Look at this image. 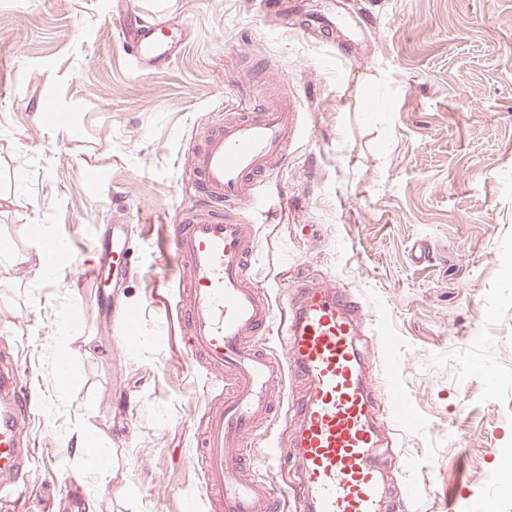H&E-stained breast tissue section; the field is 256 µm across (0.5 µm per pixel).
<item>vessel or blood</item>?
<instances>
[{
    "mask_svg": "<svg viewBox=\"0 0 512 512\" xmlns=\"http://www.w3.org/2000/svg\"><path fill=\"white\" fill-rule=\"evenodd\" d=\"M271 14L295 11L299 33L315 26L334 33L335 15L307 9L304 0H265ZM123 36L133 66L152 71L183 47L180 21L127 24ZM300 136L293 99L259 100L210 116V130L192 144L183 187L199 199L170 225L165 264L182 291L185 338L191 361L203 362L217 383L232 390L209 410L197 495L184 512H283L287 497L270 474L252 476L243 450L261 429L285 426L276 457L295 453L304 512H398L416 487L401 494L386 485L377 451L392 447L391 432L420 425L395 378L375 386L361 338L373 336L382 352L393 339L369 324L357 295L324 279L300 285L286 302L273 299L250 277L258 252L252 224L270 212L268 197L288 151ZM134 232L115 219L111 236L95 240L112 256V283L136 274ZM282 337L271 354L265 337ZM31 403L21 395L9 355L0 356V512H10L29 479L26 432Z\"/></svg>",
    "mask_w": 512,
    "mask_h": 512,
    "instance_id": "vessel-or-blood-1",
    "label": "vessel or blood"
}]
</instances>
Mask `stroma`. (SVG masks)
Here are the masks:
<instances>
[{
    "label": "stroma",
    "instance_id": "obj_1",
    "mask_svg": "<svg viewBox=\"0 0 512 512\" xmlns=\"http://www.w3.org/2000/svg\"><path fill=\"white\" fill-rule=\"evenodd\" d=\"M191 33L180 56L133 70L106 0H0V350L33 392L31 483L12 512H181L191 458L220 390L186 354L179 288L160 263L190 143L211 112L292 91L304 136L254 225L253 278L277 298L309 277L349 288L394 340L393 369L421 422L398 435L417 500L449 512L461 489L495 499L512 448V0H335L365 29H284L263 0H129ZM68 112L46 125L39 105ZM138 227L142 269L113 298L136 312L131 349L93 289L70 283L113 217ZM59 240L36 274L40 241ZM431 262L410 259L414 240ZM24 254L28 263L11 258ZM501 379L489 390L479 370ZM105 453L107 475L83 460Z\"/></svg>",
    "mask_w": 512,
    "mask_h": 512
}]
</instances>
